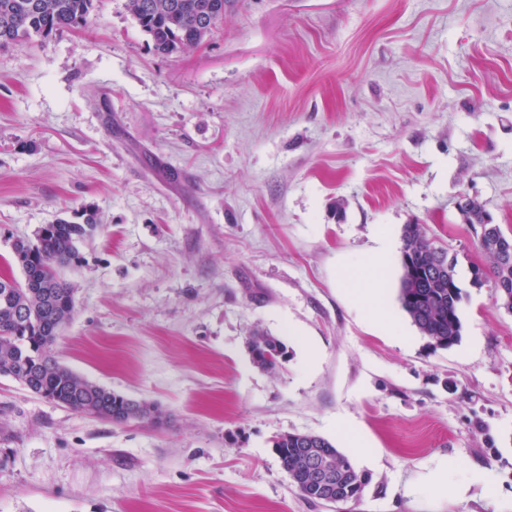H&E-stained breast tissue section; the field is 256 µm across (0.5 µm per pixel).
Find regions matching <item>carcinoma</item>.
<instances>
[{
	"label": "carcinoma",
	"mask_w": 512,
	"mask_h": 512,
	"mask_svg": "<svg viewBox=\"0 0 512 512\" xmlns=\"http://www.w3.org/2000/svg\"><path fill=\"white\" fill-rule=\"evenodd\" d=\"M233 4L234 0H128L133 18L154 50L166 55L199 44L223 23L224 11ZM94 11L95 0H0V49L33 37L46 41L65 29L83 30L91 24ZM80 217V222L58 219L50 231L41 228L34 238L13 242V258L23 280L0 278V375L12 377L35 394L47 391L79 413L89 415L105 402L114 423L159 424L162 417L155 416V404L141 400L125 410V396L79 376L45 344L44 336L54 328L62 331L74 313L73 288L62 271L79 261V245L100 229L97 211L86 207ZM463 220L479 227V245L488 264L482 275L494 279L495 304L512 313V258L504 261L488 247L505 235L498 225L489 223L484 204L476 198L470 199ZM402 242V308L434 347L448 349L459 343L463 332L457 262L437 245L424 224L404 225ZM248 349L253 363L270 372L288 356L282 340L260 328L251 332ZM272 448L310 502L357 501L370 482L367 473L357 470L340 449L319 435L284 433L273 439ZM304 448L325 453L330 487L310 483L303 470Z\"/></svg>",
	"instance_id": "1"
}]
</instances>
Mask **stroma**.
<instances>
[{
  "label": "stroma",
  "instance_id": "1",
  "mask_svg": "<svg viewBox=\"0 0 512 512\" xmlns=\"http://www.w3.org/2000/svg\"><path fill=\"white\" fill-rule=\"evenodd\" d=\"M468 196L512 236V0H235L171 55L98 0L88 28L0 50V275L16 238L96 209L54 351L164 418L0 375V512H512V313L472 282ZM414 222L457 260L448 349L399 301ZM382 242L373 323L349 272ZM257 327L288 348L275 372ZM288 432L367 472L362 498L304 499ZM248 349L253 363L265 371H276L279 364L288 358V350L282 340L260 328L251 332Z\"/></svg>",
  "mask_w": 512,
  "mask_h": 512
}]
</instances>
